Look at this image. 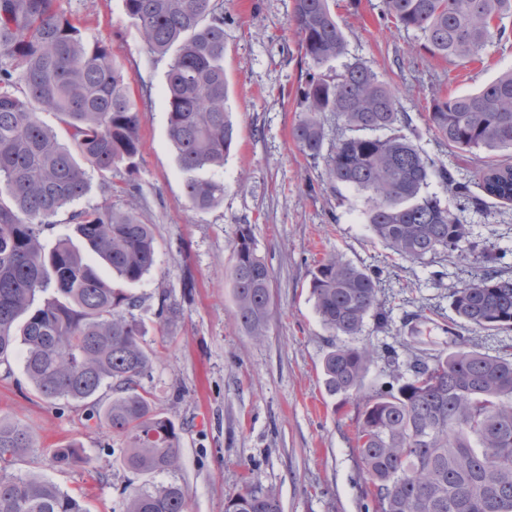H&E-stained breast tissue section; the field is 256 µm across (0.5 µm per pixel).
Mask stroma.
Returning <instances> with one entry per match:
<instances>
[{"label":"stroma","mask_w":512,"mask_h":512,"mask_svg":"<svg viewBox=\"0 0 512 512\" xmlns=\"http://www.w3.org/2000/svg\"><path fill=\"white\" fill-rule=\"evenodd\" d=\"M381 0H335L345 34L344 60L361 62L394 90L413 119L408 136L425 154L472 179L486 152L448 150L425 120L435 96L474 92L512 70V39L491 41L480 59L462 62L416 53L413 34L380 19ZM292 0H224V74L236 137L223 170L224 199L205 211L185 198L167 132V59L148 51L124 0H54L81 18L88 38L111 44L137 104L140 157L135 197L116 193L115 207L136 202L154 228L155 267L129 286L152 356L142 380L157 409L181 429L180 467L142 475L128 470L121 442L89 421L90 406L46 402L34 392L21 356L0 366V418L28 426L38 451L14 467L62 489L85 493L92 512H123L124 491L178 482L188 512H224L228 494L248 481L274 488L282 512H366L371 498L356 450L357 408L330 395L321 363L332 342L309 293L310 272L340 254L381 271L379 294L393 309L384 328L367 322L364 343L398 345L405 313L434 312L420 328L445 348L441 326L453 316L451 294L482 269L478 261H415L378 242L356 190L332 189L324 161L306 158L291 138L307 65L290 23ZM479 247L512 248V204L458 210ZM251 225L258 252L273 271L272 317L263 341L239 325L231 282L238 225ZM178 304L164 323L162 302ZM79 442L89 464L60 470L52 451Z\"/></svg>","instance_id":"stroma-1"}]
</instances>
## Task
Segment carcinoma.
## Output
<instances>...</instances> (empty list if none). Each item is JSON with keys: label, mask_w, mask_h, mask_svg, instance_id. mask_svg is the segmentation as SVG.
Segmentation results:
<instances>
[{"label": "carcinoma", "mask_w": 512, "mask_h": 512, "mask_svg": "<svg viewBox=\"0 0 512 512\" xmlns=\"http://www.w3.org/2000/svg\"><path fill=\"white\" fill-rule=\"evenodd\" d=\"M147 49L169 57L168 135L184 175L188 203L207 210L224 199V182L199 176L224 168L234 127L224 75L223 0H124ZM381 16L412 32L432 56L473 60L494 37L507 36L512 0H381ZM290 22L311 64L291 137L310 159L325 160L330 183L366 197L365 222L376 238L411 260L474 253L471 225L438 196L436 179L467 207L512 202V158L494 160L476 182L457 179L402 130L412 126L393 90L366 65L321 67L343 56L346 40L331 0H293ZM52 113L57 133L43 120ZM344 132L324 149L325 123ZM430 128L451 150H512V71L481 90L434 97ZM137 106L112 47L84 37L81 22L53 9V0H0V363L22 355L35 392L47 401L85 402L103 388L113 397L97 422L126 444V467L141 474L179 468L180 429L158 412L141 381L151 368L139 297L114 288L71 237L51 247L44 231L67 205L100 180L105 201L70 213L73 233L99 262L128 284L156 264L153 225L137 208L112 206L125 192L112 178L137 169ZM232 288L240 327L266 335L272 269L251 225L233 241ZM507 250L482 254L484 269L452 293L457 318L474 331L512 330V276L495 265ZM379 272L329 254L311 271L310 294L323 326L338 342L325 354L327 390L363 401L356 435L373 512H512V342L492 355L442 327L453 349L424 341L399 361L383 358L390 380L363 393L378 353L357 344L366 322H389ZM73 442L54 449L61 468L89 459ZM35 450L30 430L0 419V512H90L85 496L36 475L8 473ZM125 512H186L184 488L171 482L126 496ZM224 512H281L276 493L250 481L226 499Z\"/></svg>", "instance_id": "carcinoma-1"}]
</instances>
